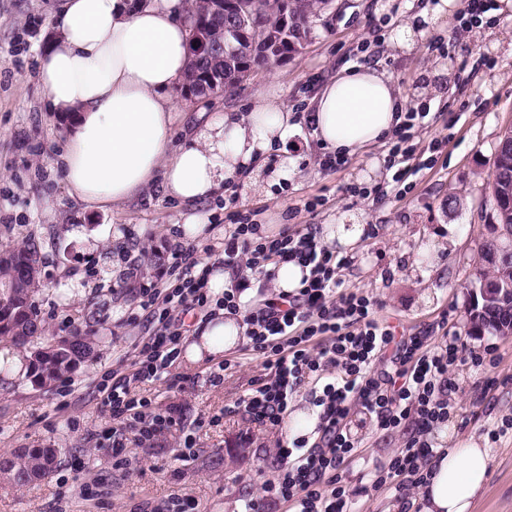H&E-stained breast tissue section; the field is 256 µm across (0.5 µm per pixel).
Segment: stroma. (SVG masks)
I'll return each instance as SVG.
<instances>
[{"instance_id":"obj_1","label":"stroma","mask_w":512,"mask_h":512,"mask_svg":"<svg viewBox=\"0 0 512 512\" xmlns=\"http://www.w3.org/2000/svg\"><path fill=\"white\" fill-rule=\"evenodd\" d=\"M439 2L333 0L286 61L253 69L232 90L177 98L173 141L197 132L200 113L246 112L262 96L285 111L309 112L320 85L363 60L393 77L408 107L427 109L419 138L441 146L433 166L415 176L404 197H345L348 184H387L386 145L357 154L344 169L324 170L303 120L286 143L266 153L259 174L248 176L237 193L258 209V222L272 233L285 224H316L326 238L341 225L378 226V237L363 235L340 246V254L354 258L344 272L345 287L372 291L379 300L376 318L396 326L398 335L419 332L444 315L449 333L463 335L469 350L496 347L495 365L459 368L458 415L435 438L447 448L473 440L488 449L487 481L474 512H512V431L496 442L487 434L491 424L512 418V336H472L466 324L477 246L497 221L489 175L500 140L512 130V0H499L469 38L453 43L449 37L467 11V0H454L436 24L424 26L412 50L387 48L394 30L423 26L422 14ZM54 4L0 0V250L32 237L48 241L44 285L36 296L48 335L90 330L101 343L49 390L21 374L0 376V459L23 448L61 451L48 479L17 487L0 478V512H149L173 498L197 503L199 512H244L246 500L273 474L276 436L264 432L249 447L236 444L244 423L230 408L261 372L260 359L237 347L224 352L234 365L223 384H212L209 357L178 359L176 370L186 377L180 393L167 392L160 382L141 384L139 395L155 406L182 404V428L152 448L129 445L128 464L112 458V421L99 410L93 381L144 333L143 324L128 320L138 299L133 281L122 278L125 258H139L142 276L153 279L168 244L188 241L200 251L219 245L226 231L224 198L181 203L169 197L159 176L119 207L89 209L69 196L56 163L69 122L49 110L38 79L39 59L53 35ZM437 40L449 42L447 53L431 50ZM485 54L493 66L483 64ZM453 112L460 120L452 126ZM316 197L326 203L308 213L304 204ZM195 213L205 215L207 227L189 240L183 224ZM483 377L499 383L482 395L473 384ZM188 435L196 455L184 461L179 453ZM357 436V452L345 468L353 512H398L391 492L372 488L370 473L402 448L406 433L361 426Z\"/></svg>"}]
</instances>
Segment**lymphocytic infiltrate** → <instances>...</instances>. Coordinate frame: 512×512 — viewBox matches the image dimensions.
<instances>
[{"label":"lymphocytic infiltrate","instance_id":"1","mask_svg":"<svg viewBox=\"0 0 512 512\" xmlns=\"http://www.w3.org/2000/svg\"><path fill=\"white\" fill-rule=\"evenodd\" d=\"M425 117L421 110L405 112L389 136L391 189L405 186L423 167L418 134ZM254 214L234 197L224 207L230 231L221 263L234 280L222 294L208 287L212 266L195 248L179 243L169 247L159 277L139 281L138 308L148 331L96 385L100 408L114 424L113 456L125 452L127 437L152 444L180 426L179 406L153 408L135 388L160 381L169 392L181 390L185 378L174 366L186 316L222 311L242 316L247 336L242 350L260 358L263 367L235 403L250 423L239 437L252 442L255 425L281 434L277 474L262 482L260 495L247 500L246 512H268L273 504L287 506L288 512H350L344 466L355 450L349 419L354 411L378 429H407L403 447L376 467L372 486L394 492L399 512H410L411 489L431 478L438 453L433 434L458 412L456 368L482 366L495 356V348L473 354L460 335H447L444 317L436 324L443 332L440 341L426 332L397 338L395 327L376 319L373 293L345 288L342 272L351 259L326 245L316 225L286 224L272 234L254 221ZM288 263L304 272L299 288L252 305L243 301L245 291L254 285L268 288L278 267ZM246 268L251 271L247 277L242 274ZM389 353L398 362L396 369L375 372ZM303 387L316 409L309 437L285 431L293 395Z\"/></svg>","mask_w":512,"mask_h":512}]
</instances>
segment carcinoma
Here are the masks:
<instances>
[{
  "label": "carcinoma",
  "instance_id": "cac0c4a2",
  "mask_svg": "<svg viewBox=\"0 0 512 512\" xmlns=\"http://www.w3.org/2000/svg\"><path fill=\"white\" fill-rule=\"evenodd\" d=\"M185 2L188 3V26L192 28L195 24L204 22L207 27L206 37L209 39V48L198 54L193 69L202 76L218 69L222 78L217 80L215 92L233 89L250 72V65L234 52V49L243 45L246 33L250 32V29L246 28L243 33L234 37L227 30V18L213 15L210 4L196 5L194 0ZM264 2L265 0H224V12L231 16L238 12L241 5L249 8L255 6L258 25L283 37H294L293 33L286 32L281 27L279 13L261 8ZM328 5L329 0H288V20L294 29L305 28L310 25L311 18L319 16ZM499 146L501 150L496 156L494 170L490 174L493 198L498 224L512 225V131L503 136ZM45 258L44 243L34 238L29 239L18 249H5L0 252V282L12 285V288L8 289L5 301L0 302V340L9 341L25 350H45L46 360L38 365L29 362V375H39L42 379V388L49 389L72 373L79 363L91 357L96 342L89 336L77 333L60 341L45 336V328L35 304L41 280L37 277H16L20 267L29 263L43 265ZM511 265V254L492 261L488 258L484 244L481 243L472 274L496 277L500 275L503 267ZM50 452L55 454L58 449L25 448L10 458L13 482L26 485L35 479L49 477L52 471L42 469L40 461Z\"/></svg>",
  "mask_w": 512,
  "mask_h": 512
}]
</instances>
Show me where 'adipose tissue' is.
Wrapping results in <instances>:
<instances>
[{"mask_svg": "<svg viewBox=\"0 0 512 512\" xmlns=\"http://www.w3.org/2000/svg\"><path fill=\"white\" fill-rule=\"evenodd\" d=\"M54 28L39 80L53 110L75 125L58 163L69 195L88 207L131 199L159 170L175 198L211 196L243 167H259L293 128L290 113L264 98L252 111L213 115L193 141L170 150L175 103L168 92L188 64V32L173 0H149L135 11L122 0H61ZM403 110L391 76L358 66L326 82L307 120L323 147L351 156L386 139ZM244 330L236 318L215 316L185 355L196 361L223 351L225 337ZM489 462L488 449L470 440L446 449L421 512H473Z\"/></svg>", "mask_w": 512, "mask_h": 512, "instance_id": "obj_1", "label": "adipose tissue"}]
</instances>
